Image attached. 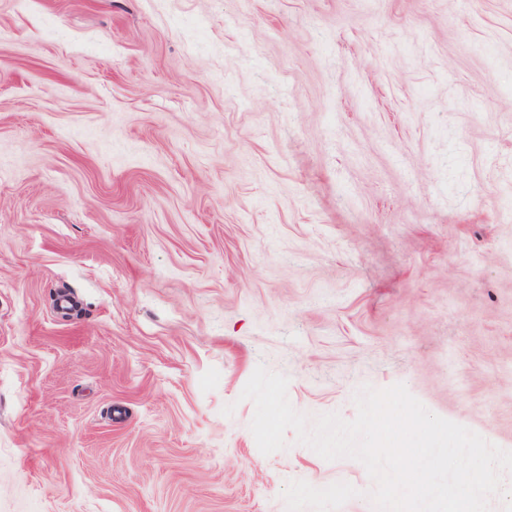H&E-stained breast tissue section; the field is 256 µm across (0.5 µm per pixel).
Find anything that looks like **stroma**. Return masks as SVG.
<instances>
[{"label":"stroma","instance_id":"obj_1","mask_svg":"<svg viewBox=\"0 0 512 512\" xmlns=\"http://www.w3.org/2000/svg\"><path fill=\"white\" fill-rule=\"evenodd\" d=\"M260 365L512 451V0H0V512H374Z\"/></svg>","mask_w":512,"mask_h":512}]
</instances>
